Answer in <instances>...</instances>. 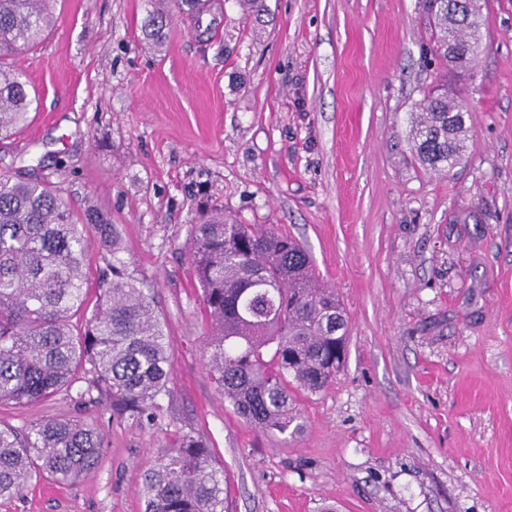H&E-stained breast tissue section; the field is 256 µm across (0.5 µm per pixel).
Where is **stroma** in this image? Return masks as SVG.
<instances>
[{
	"label": "stroma",
	"mask_w": 512,
	"mask_h": 512,
	"mask_svg": "<svg viewBox=\"0 0 512 512\" xmlns=\"http://www.w3.org/2000/svg\"><path fill=\"white\" fill-rule=\"evenodd\" d=\"M480 4L482 52L459 74L421 0H266L258 19L225 0L206 34L178 21L159 48L142 0H59L19 59L39 108L0 170L38 165L71 210L111 217L154 285L173 376L150 420L102 391L0 406L5 425L81 420L106 440L95 471L34 480L0 512H144V470L186 433L223 469L227 512H512V0ZM443 82L469 113L445 176L411 148ZM219 210L299 240L348 318L344 365L298 395L286 442L205 368L190 234Z\"/></svg>",
	"instance_id": "stroma-1"
}]
</instances>
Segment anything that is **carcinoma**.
I'll return each mask as SVG.
<instances>
[{"label": "carcinoma", "instance_id": "obj_1", "mask_svg": "<svg viewBox=\"0 0 512 512\" xmlns=\"http://www.w3.org/2000/svg\"><path fill=\"white\" fill-rule=\"evenodd\" d=\"M57 0H0V141L31 121L39 96L15 58L33 50L54 22ZM217 0H145L144 39L161 46L177 17L195 27ZM434 21L432 52L448 41L474 57L477 18L424 0ZM467 110L431 93L413 117L412 150L428 171L446 175L464 159ZM109 258L88 307L84 228ZM191 264L207 320V371L235 412L281 436L301 431L297 394L332 382L346 356L348 322L304 246L272 227L237 224L219 213L192 227ZM110 217L91 207L79 218L57 189L35 175L0 171V404L30 405L65 389L79 402L104 389L140 415L156 408L173 364L151 286L118 257ZM80 316L79 333L71 319ZM92 375L87 379L86 375ZM106 443L93 426L52 419L17 429L0 424V498L20 495L36 475L75 482L93 471ZM144 512H226L224 471L186 433L157 449L144 472Z\"/></svg>", "mask_w": 512, "mask_h": 512}]
</instances>
